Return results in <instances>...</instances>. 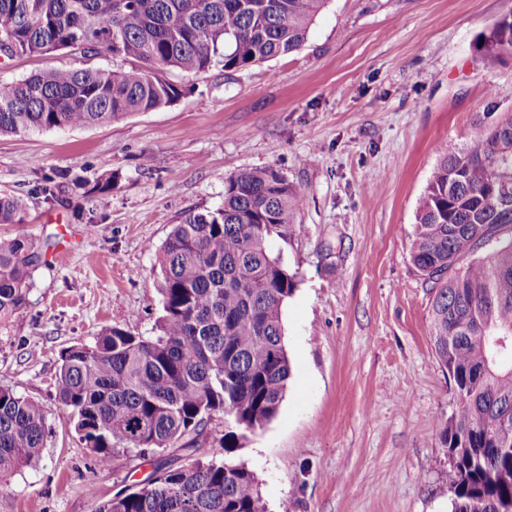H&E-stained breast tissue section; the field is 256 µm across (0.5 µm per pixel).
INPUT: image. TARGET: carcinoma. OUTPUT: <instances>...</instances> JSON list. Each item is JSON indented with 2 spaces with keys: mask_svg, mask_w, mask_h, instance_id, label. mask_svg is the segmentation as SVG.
<instances>
[{
  "mask_svg": "<svg viewBox=\"0 0 512 512\" xmlns=\"http://www.w3.org/2000/svg\"><path fill=\"white\" fill-rule=\"evenodd\" d=\"M327 0H0V55L65 50L110 55L126 68H48L0 79V135L109 124L176 102L166 74L220 64L242 71L305 43ZM490 57L512 53V17L484 39ZM112 171L92 188L70 170L44 175L29 197L59 201L112 192ZM298 190L271 168L227 181L214 209L187 212L158 256L162 315L156 335L119 324L94 347L61 357L58 399L102 467L116 455L176 449L197 454L212 418L214 451L166 470L95 512H263L253 472L230 459L246 433L277 414L291 377L282 308L297 286L269 240L288 239ZM25 199L0 194V224L25 223ZM44 247L19 230L0 239V319L27 300ZM411 260L435 295L430 341L453 383L456 407L439 424L452 512H512V116L437 161L416 216ZM49 433L42 404L0 386V476L39 460Z\"/></svg>",
  "mask_w": 512,
  "mask_h": 512,
  "instance_id": "1",
  "label": "carcinoma"
}]
</instances>
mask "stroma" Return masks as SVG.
<instances>
[{"label":"stroma","instance_id":"1","mask_svg":"<svg viewBox=\"0 0 512 512\" xmlns=\"http://www.w3.org/2000/svg\"><path fill=\"white\" fill-rule=\"evenodd\" d=\"M512 0H328L302 48L245 71L182 78L174 104L103 126L0 135V193L68 169L116 173L80 195L30 202L24 232L47 247L25 305L0 321V385L40 401L39 465L0 478V512H93L149 467L99 466L56 398L62 352L125 324L155 335L157 253L185 212L219 206L227 180L272 168L299 191L288 240L297 287L283 308L292 376L274 419L235 462L265 512H450L437 427L455 407L429 337L434 292L410 253L430 174L512 115V54L480 39ZM119 68L101 54L0 57V79L47 67Z\"/></svg>","mask_w":512,"mask_h":512}]
</instances>
